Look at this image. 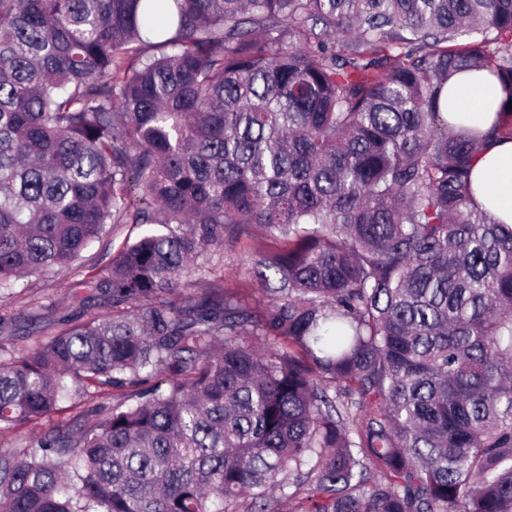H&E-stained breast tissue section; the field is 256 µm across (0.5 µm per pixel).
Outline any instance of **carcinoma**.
Wrapping results in <instances>:
<instances>
[{"label":"carcinoma","mask_w":512,"mask_h":512,"mask_svg":"<svg viewBox=\"0 0 512 512\" xmlns=\"http://www.w3.org/2000/svg\"><path fill=\"white\" fill-rule=\"evenodd\" d=\"M510 104L512 0H0V291L158 227L47 343L0 311V432L48 422L0 512H512V225L470 179ZM244 239L262 303L211 277ZM448 104L462 112H448V122L476 125L487 131L497 120L500 87L486 71L456 75L444 90ZM128 391L125 389H106L104 392L97 393L94 388L90 389L91 393L79 397H69L63 399L59 403L60 411L53 417L55 423L74 424L82 419V416L88 410L96 407H108L112 405V397Z\"/></svg>","instance_id":"1"}]
</instances>
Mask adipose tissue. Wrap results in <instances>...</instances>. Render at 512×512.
<instances>
[{
    "label": "adipose tissue",
    "mask_w": 512,
    "mask_h": 512,
    "mask_svg": "<svg viewBox=\"0 0 512 512\" xmlns=\"http://www.w3.org/2000/svg\"><path fill=\"white\" fill-rule=\"evenodd\" d=\"M450 123H468L487 131L497 120L500 87L484 71L464 72L447 87ZM473 196L492 217L512 224V139L499 141L477 159L472 172Z\"/></svg>",
    "instance_id": "obj_1"
}]
</instances>
